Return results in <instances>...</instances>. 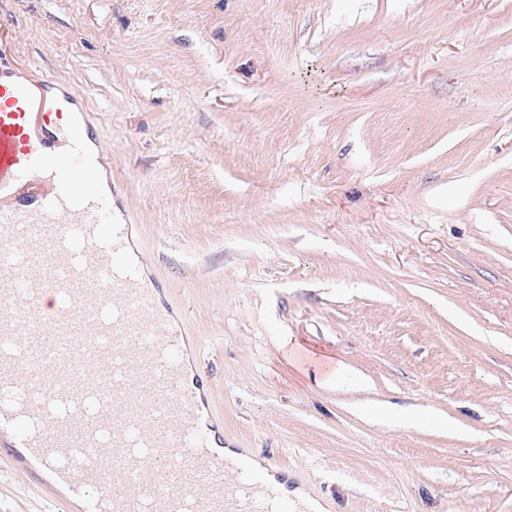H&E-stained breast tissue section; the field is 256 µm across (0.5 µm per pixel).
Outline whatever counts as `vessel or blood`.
Segmentation results:
<instances>
[{"mask_svg": "<svg viewBox=\"0 0 512 512\" xmlns=\"http://www.w3.org/2000/svg\"><path fill=\"white\" fill-rule=\"evenodd\" d=\"M39 82H0V428L9 463L27 449L83 512H306L213 450L188 336L129 260L130 227L85 154L89 124L64 125ZM52 166L34 195L29 172ZM53 294L54 311L41 307Z\"/></svg>", "mask_w": 512, "mask_h": 512, "instance_id": "b4317fda", "label": "vessel or blood"}]
</instances>
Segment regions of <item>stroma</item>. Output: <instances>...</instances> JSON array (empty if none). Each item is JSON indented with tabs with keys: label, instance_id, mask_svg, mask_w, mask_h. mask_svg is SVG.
I'll return each mask as SVG.
<instances>
[{
	"label": "stroma",
	"instance_id": "obj_1",
	"mask_svg": "<svg viewBox=\"0 0 512 512\" xmlns=\"http://www.w3.org/2000/svg\"><path fill=\"white\" fill-rule=\"evenodd\" d=\"M0 57L90 114L225 442L329 512H512V0H0ZM59 495L0 461V512ZM285 349L294 357L303 359L314 367L318 379L326 385L362 388L364 381L341 361L326 356L317 347L305 344L298 338L288 337Z\"/></svg>",
	"mask_w": 512,
	"mask_h": 512
}]
</instances>
